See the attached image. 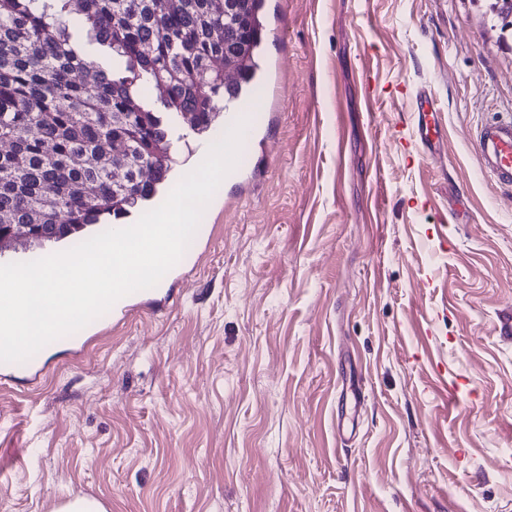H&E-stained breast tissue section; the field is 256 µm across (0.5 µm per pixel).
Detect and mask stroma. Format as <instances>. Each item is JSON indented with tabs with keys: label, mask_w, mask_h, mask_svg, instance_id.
<instances>
[{
	"label": "stroma",
	"mask_w": 512,
	"mask_h": 512,
	"mask_svg": "<svg viewBox=\"0 0 512 512\" xmlns=\"http://www.w3.org/2000/svg\"><path fill=\"white\" fill-rule=\"evenodd\" d=\"M491 3L266 0L257 132L193 271L87 325L84 359L42 351L41 388L0 384V512H512V188L475 144L512 114ZM400 84L436 95L442 157Z\"/></svg>",
	"instance_id": "stroma-1"
}]
</instances>
